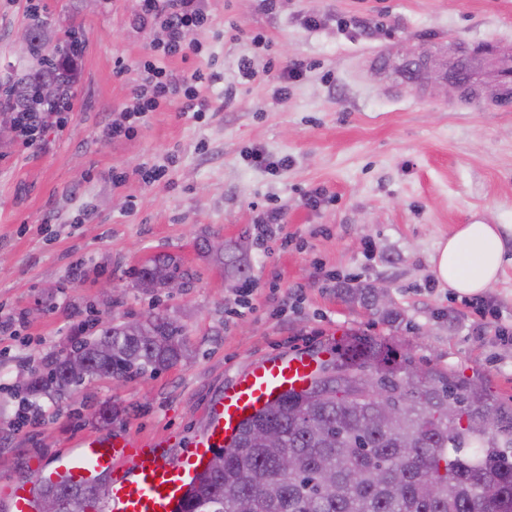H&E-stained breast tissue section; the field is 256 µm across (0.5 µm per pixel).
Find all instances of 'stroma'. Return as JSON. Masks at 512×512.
<instances>
[{"label": "stroma", "instance_id": "obj_1", "mask_svg": "<svg viewBox=\"0 0 512 512\" xmlns=\"http://www.w3.org/2000/svg\"><path fill=\"white\" fill-rule=\"evenodd\" d=\"M204 4L200 54L165 65L215 74L198 89L207 111L177 101L112 139L163 38L133 26L137 0H0L1 77L28 66L12 35L32 11L55 36L75 24L85 37L62 122L29 146L0 139V319L15 322L0 339V492L29 479L32 459L76 453L83 437L128 432L179 454L253 362L332 356L355 332L512 403V264L481 311L432 267L438 242L475 218L500 225L512 256V106L471 104L448 82L459 67L482 80L493 66L485 41L512 48V0ZM310 15L319 27L305 26ZM272 61L304 65L287 97L262 77ZM410 67L425 68L426 83L398 89ZM258 149L287 168L256 167ZM267 208L282 222L265 233ZM213 236L241 269L199 249ZM160 255L188 271L179 293L139 288L134 268ZM356 288L387 289L388 302L366 304ZM151 312L184 325L188 359L118 384L93 377L43 400L41 423L23 420L31 371L92 320Z\"/></svg>", "mask_w": 512, "mask_h": 512}]
</instances>
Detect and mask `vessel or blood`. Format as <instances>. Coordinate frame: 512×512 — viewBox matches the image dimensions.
Wrapping results in <instances>:
<instances>
[{
	"instance_id": "1",
	"label": "vessel or blood",
	"mask_w": 512,
	"mask_h": 512,
	"mask_svg": "<svg viewBox=\"0 0 512 512\" xmlns=\"http://www.w3.org/2000/svg\"><path fill=\"white\" fill-rule=\"evenodd\" d=\"M311 370V357L298 354L253 364L213 401L209 427L178 459L133 435L84 437L76 456L36 465L34 479L47 485H83L105 473L112 479L107 512H182L191 485L214 452L231 445L240 425L280 395L301 390ZM5 495L9 512H32L30 485L11 486Z\"/></svg>"
}]
</instances>
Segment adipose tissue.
Segmentation results:
<instances>
[{
	"label": "adipose tissue",
	"instance_id": "obj_1",
	"mask_svg": "<svg viewBox=\"0 0 512 512\" xmlns=\"http://www.w3.org/2000/svg\"><path fill=\"white\" fill-rule=\"evenodd\" d=\"M508 261L499 225L475 220L439 242L432 257L436 278L460 295L486 291Z\"/></svg>",
	"mask_w": 512,
	"mask_h": 512
}]
</instances>
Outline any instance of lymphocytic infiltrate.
<instances>
[{"label":"lymphocytic infiltrate","instance_id":"1","mask_svg":"<svg viewBox=\"0 0 512 512\" xmlns=\"http://www.w3.org/2000/svg\"><path fill=\"white\" fill-rule=\"evenodd\" d=\"M206 21L202 0H139L132 19L134 26L141 30L161 28L165 41L159 55L140 63L143 82L137 86L125 109L127 122L112 126L108 131L109 137L130 133L133 123L143 120L147 113L171 105L178 99L182 100L184 111L205 110L204 101L198 98L197 87L207 81V74L196 70L176 76L167 70L164 61L170 57L200 53V46L186 42L185 33L190 29L203 28Z\"/></svg>","mask_w":512,"mask_h":512}]
</instances>
